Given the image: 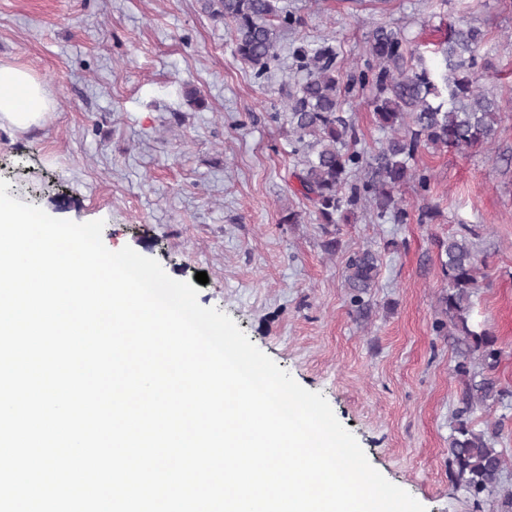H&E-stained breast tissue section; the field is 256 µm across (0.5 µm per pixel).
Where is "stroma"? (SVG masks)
I'll return each mask as SVG.
<instances>
[{
	"label": "stroma",
	"mask_w": 512,
	"mask_h": 512,
	"mask_svg": "<svg viewBox=\"0 0 512 512\" xmlns=\"http://www.w3.org/2000/svg\"><path fill=\"white\" fill-rule=\"evenodd\" d=\"M303 19L282 43L329 42L350 80L369 61L380 26L403 32L433 73L450 25L487 32L475 68L501 108L492 145L421 147L414 166L428 191L401 195L406 223L358 214L339 227V248L297 192L288 134L272 115L292 78L255 79L223 21L199 0H0V63L31 71L55 110L24 133L0 130V178L37 206L74 222L104 220L103 242L157 259L179 281L206 272L198 301L230 315L250 341L304 388L323 394L371 465L427 512H504L512 491V0H283ZM196 88L204 107L190 105ZM353 88L341 110L361 147L386 138ZM298 224L283 223L289 210ZM474 232L482 286L470 322L495 336L502 400L475 406V431L504 459L502 493L473 499L448 477V442L461 406L458 346L437 334L447 282L438 240ZM379 257L374 288L353 306L344 283L350 254Z\"/></svg>",
	"instance_id": "35a3bbf8"
}]
</instances>
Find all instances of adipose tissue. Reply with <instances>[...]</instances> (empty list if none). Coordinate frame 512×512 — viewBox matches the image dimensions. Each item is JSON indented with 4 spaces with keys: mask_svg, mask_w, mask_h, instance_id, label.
Wrapping results in <instances>:
<instances>
[{
    "mask_svg": "<svg viewBox=\"0 0 512 512\" xmlns=\"http://www.w3.org/2000/svg\"><path fill=\"white\" fill-rule=\"evenodd\" d=\"M53 110L39 80L24 68L0 63V127L24 132L42 126Z\"/></svg>",
    "mask_w": 512,
    "mask_h": 512,
    "instance_id": "adipose-tissue-1",
    "label": "adipose tissue"
}]
</instances>
